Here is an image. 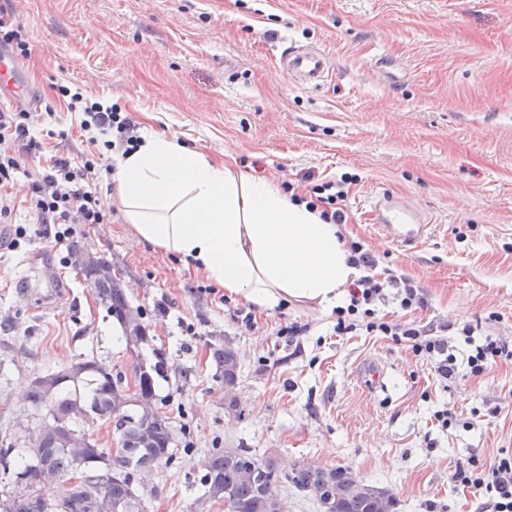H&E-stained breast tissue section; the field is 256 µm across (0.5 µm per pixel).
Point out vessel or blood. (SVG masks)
Here are the masks:
<instances>
[{"label":"vessel or blood","instance_id":"b4317fda","mask_svg":"<svg viewBox=\"0 0 512 512\" xmlns=\"http://www.w3.org/2000/svg\"><path fill=\"white\" fill-rule=\"evenodd\" d=\"M281 65L284 72L299 84L319 87L330 74L329 59L325 51L297 47L286 53ZM12 91L24 96L26 105H33L27 97L14 62L0 53V92ZM371 217L376 227L385 231L400 246L419 244L427 237L431 224L428 217L405 204L396 202L389 195L375 197Z\"/></svg>","mask_w":512,"mask_h":512}]
</instances>
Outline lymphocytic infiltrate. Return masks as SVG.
<instances>
[{
    "label": "lymphocytic infiltrate",
    "instance_id": "1",
    "mask_svg": "<svg viewBox=\"0 0 512 512\" xmlns=\"http://www.w3.org/2000/svg\"><path fill=\"white\" fill-rule=\"evenodd\" d=\"M57 91L60 97L67 99L69 106H80L84 112L82 129L97 130L104 138L101 151L84 154L78 163L69 158H56L31 184V205L36 221L55 225L54 238L59 241L67 236L66 225L104 223L107 217L104 201L92 189L103 167L104 153L108 150L131 152L138 147L140 138L129 113L116 105L71 92L65 85L58 86ZM35 122L34 113L19 106L0 109V218L9 217L13 208L8 188L19 168L12 153L13 142L26 141L31 151L42 147L41 141L30 135ZM349 249L350 264L362 269L363 274L350 287L349 304L336 310L337 335L362 327L375 336L409 342L414 355L439 356L438 374L451 377L458 368L457 357L450 352L440 326L415 327L388 322L377 315L378 302L389 296L404 310L423 306L425 300L417 286L410 278L393 270H379L377 255L360 242H352ZM457 479L464 486L485 491L492 512H512L511 456L499 458L478 472L458 473Z\"/></svg>",
    "mask_w": 512,
    "mask_h": 512
}]
</instances>
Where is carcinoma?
<instances>
[{
  "label": "carcinoma",
  "mask_w": 512,
  "mask_h": 512,
  "mask_svg": "<svg viewBox=\"0 0 512 512\" xmlns=\"http://www.w3.org/2000/svg\"><path fill=\"white\" fill-rule=\"evenodd\" d=\"M80 273L94 289L107 311L121 321L135 341L144 339L139 311L132 309L124 289L112 276V263L103 255L81 262ZM212 358L224 378V386L235 384L239 372L236 351L226 345L212 348ZM165 371L164 362L153 366H135L141 395L151 401V409L130 408L121 402L122 377L114 376L95 360L86 358L67 369L37 377L29 392L32 406L45 412L57 427L35 436L33 462H17L16 482L27 487L51 478H63L85 469H99L96 487L112 512H144L142 498L131 485L134 471H148L170 457L173 430L170 418L160 411L155 398L152 372ZM95 422L122 429L129 448L121 456L112 449L100 448L89 439L85 426ZM256 455L248 448H212L202 476L208 499H229L239 512H284L279 485L291 482L323 503L321 491L330 482L351 484L356 480L345 467L322 468L298 462L282 472L276 458H264L265 478L251 476ZM396 499L387 490L351 492L334 502L330 512H392ZM3 512H86L81 495L64 494L55 504L33 492H21L9 499Z\"/></svg>",
  "instance_id": "1"
}]
</instances>
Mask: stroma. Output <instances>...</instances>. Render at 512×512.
Listing matches in <instances>:
<instances>
[{
	"mask_svg": "<svg viewBox=\"0 0 512 512\" xmlns=\"http://www.w3.org/2000/svg\"><path fill=\"white\" fill-rule=\"evenodd\" d=\"M23 27L17 63L42 129L65 130L42 155L16 143L15 209L0 225V442L31 457L42 418L33 380L91 357L125 386L137 364L164 361L158 404L171 419L173 458L135 474L146 512H225L201 484L210 448L244 444L281 469L305 461L347 467L395 495L396 512H476L458 470L512 456V360L444 379L407 343L361 330L333 333L336 315L293 305L258 313L178 257L139 241L113 178L98 186L104 224L74 237L105 254L146 343L122 325L69 263L68 243L34 223L30 185L51 156L87 151L81 113L56 88L110 100L138 134L176 137L210 159L301 195L353 175L342 204L348 240L411 278L425 304L392 322L450 323L456 356L475 341L512 345V0H0ZM317 46L332 79L298 86L281 70L289 47ZM52 116H45V108ZM388 192L432 219L413 248L375 236L366 207ZM298 335H289L291 327ZM230 342L233 387L211 355ZM383 362V386L359 383V363ZM239 411L230 414L229 400ZM456 417L449 428L435 418Z\"/></svg>",
	"mask_w": 512,
	"mask_h": 512,
	"instance_id": "35a3bbf8",
	"label": "stroma"
}]
</instances>
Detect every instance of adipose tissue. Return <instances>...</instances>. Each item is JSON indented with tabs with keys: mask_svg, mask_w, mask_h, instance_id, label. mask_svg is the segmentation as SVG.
<instances>
[{
	"mask_svg": "<svg viewBox=\"0 0 512 512\" xmlns=\"http://www.w3.org/2000/svg\"><path fill=\"white\" fill-rule=\"evenodd\" d=\"M115 186L139 240L201 269L257 312L344 306L360 275L342 226L324 221L320 208L175 137L147 136L118 161Z\"/></svg>",
	"mask_w": 512,
	"mask_h": 512,
	"instance_id": "adipose-tissue-1",
	"label": "adipose tissue"
}]
</instances>
